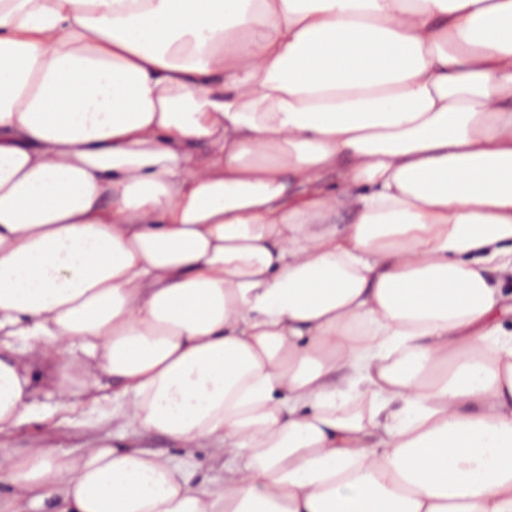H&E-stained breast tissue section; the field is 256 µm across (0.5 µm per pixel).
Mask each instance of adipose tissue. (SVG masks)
<instances>
[{
    "mask_svg": "<svg viewBox=\"0 0 512 512\" xmlns=\"http://www.w3.org/2000/svg\"><path fill=\"white\" fill-rule=\"evenodd\" d=\"M510 280L512 0H0V436L106 378L224 456L0 448L18 494L512 512Z\"/></svg>",
    "mask_w": 512,
    "mask_h": 512,
    "instance_id": "adipose-tissue-1",
    "label": "adipose tissue"
}]
</instances>
